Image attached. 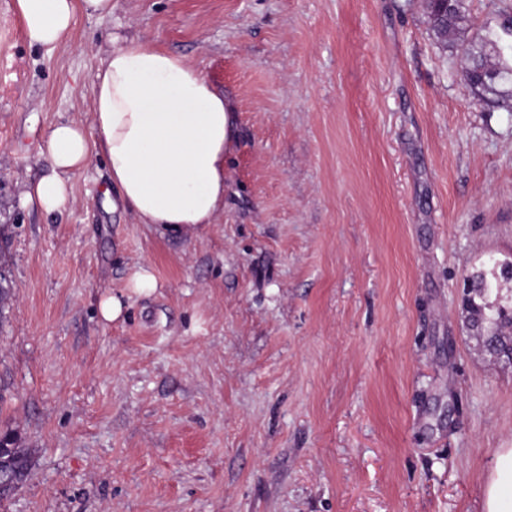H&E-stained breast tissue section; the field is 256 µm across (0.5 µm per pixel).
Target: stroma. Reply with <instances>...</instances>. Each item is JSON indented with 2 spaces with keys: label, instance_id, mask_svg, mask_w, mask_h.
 <instances>
[{
  "label": "stroma",
  "instance_id": "obj_1",
  "mask_svg": "<svg viewBox=\"0 0 512 512\" xmlns=\"http://www.w3.org/2000/svg\"><path fill=\"white\" fill-rule=\"evenodd\" d=\"M0 0V430L35 466L0 512H483L512 448V365L463 277L512 258V101L465 48L512 0H112L49 49ZM184 57L231 112L224 210L138 223L92 156L65 208L22 203L53 125L91 122L98 45ZM156 280L148 294L133 275ZM126 305L99 317L101 297Z\"/></svg>",
  "mask_w": 512,
  "mask_h": 512
}]
</instances>
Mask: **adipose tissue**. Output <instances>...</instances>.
Here are the masks:
<instances>
[{
  "mask_svg": "<svg viewBox=\"0 0 512 512\" xmlns=\"http://www.w3.org/2000/svg\"><path fill=\"white\" fill-rule=\"evenodd\" d=\"M30 43L55 47L77 13L106 16L112 0H15ZM92 79V129L61 123L49 133V174L23 202L45 212L69 202L70 173L103 155L124 206L142 224L171 228L214 223L224 208V158L232 142L230 110L183 58L137 38L113 37L99 48ZM485 512H512V448L498 451L485 487Z\"/></svg>",
  "mask_w": 512,
  "mask_h": 512,
  "instance_id": "1",
  "label": "adipose tissue"
}]
</instances>
